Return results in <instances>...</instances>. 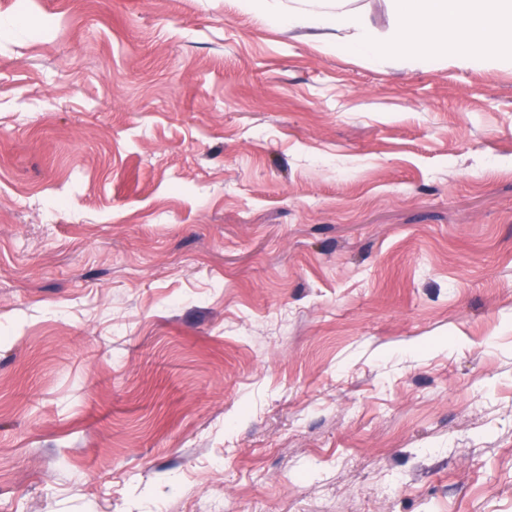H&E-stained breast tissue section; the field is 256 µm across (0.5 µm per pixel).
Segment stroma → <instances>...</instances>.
I'll list each match as a JSON object with an SVG mask.
<instances>
[{
    "mask_svg": "<svg viewBox=\"0 0 512 512\" xmlns=\"http://www.w3.org/2000/svg\"><path fill=\"white\" fill-rule=\"evenodd\" d=\"M18 3L0 512H512V66Z\"/></svg>",
    "mask_w": 512,
    "mask_h": 512,
    "instance_id": "1",
    "label": "stroma"
}]
</instances>
